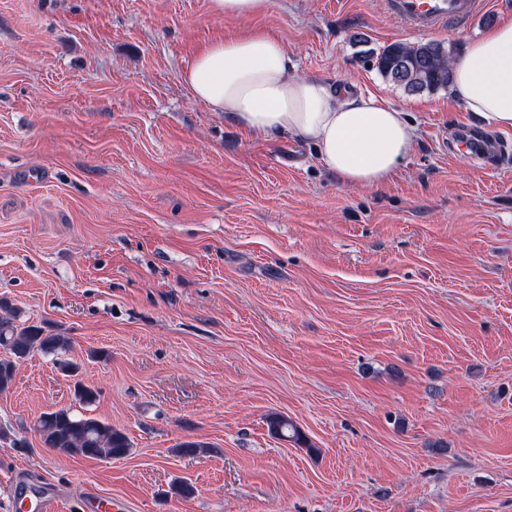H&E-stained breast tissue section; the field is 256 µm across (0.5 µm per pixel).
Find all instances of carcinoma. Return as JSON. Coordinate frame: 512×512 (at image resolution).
Wrapping results in <instances>:
<instances>
[{"label": "carcinoma", "instance_id": "1", "mask_svg": "<svg viewBox=\"0 0 512 512\" xmlns=\"http://www.w3.org/2000/svg\"><path fill=\"white\" fill-rule=\"evenodd\" d=\"M452 54V47L434 41L393 42L377 53L376 68L382 77L411 94L448 89L452 84ZM66 346L65 337L47 333L43 326L19 322L18 309L0 300V393L9 390L17 364L33 351L52 353ZM74 396L83 404H91L97 398V390L77 381ZM266 422L274 437L315 451L287 416L272 412ZM33 429L44 447L71 456L107 460L124 457L132 448L123 431L97 418L77 415L69 408L42 414Z\"/></svg>", "mask_w": 512, "mask_h": 512}]
</instances>
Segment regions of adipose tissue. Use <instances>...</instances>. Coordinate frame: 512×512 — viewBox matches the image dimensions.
<instances>
[{
    "label": "adipose tissue",
    "instance_id": "1",
    "mask_svg": "<svg viewBox=\"0 0 512 512\" xmlns=\"http://www.w3.org/2000/svg\"><path fill=\"white\" fill-rule=\"evenodd\" d=\"M280 41L263 31L200 48L180 74L191 97L252 133L310 144L347 185L385 182L414 149L408 113L372 96L293 76ZM451 91L494 130L512 129V22L467 42L452 63Z\"/></svg>",
    "mask_w": 512,
    "mask_h": 512
}]
</instances>
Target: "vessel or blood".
I'll return each instance as SVG.
<instances>
[{
  "mask_svg": "<svg viewBox=\"0 0 512 512\" xmlns=\"http://www.w3.org/2000/svg\"><path fill=\"white\" fill-rule=\"evenodd\" d=\"M387 4L393 13L418 33H430L449 25L468 24L482 8V0H387ZM460 145L484 169L496 168L507 150L502 140L483 137L472 129L465 131Z\"/></svg>",
  "mask_w": 512,
  "mask_h": 512,
  "instance_id": "1",
  "label": "vessel or blood"
}]
</instances>
